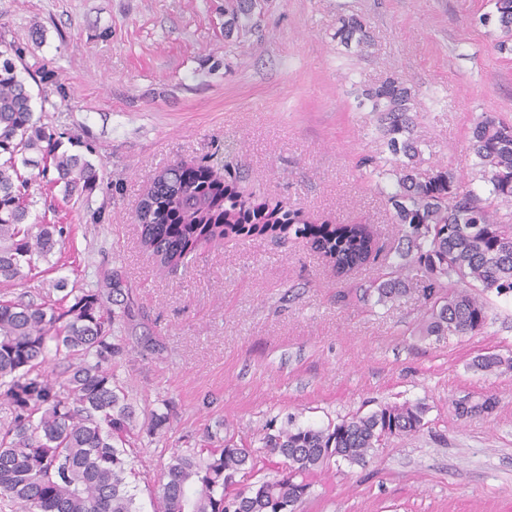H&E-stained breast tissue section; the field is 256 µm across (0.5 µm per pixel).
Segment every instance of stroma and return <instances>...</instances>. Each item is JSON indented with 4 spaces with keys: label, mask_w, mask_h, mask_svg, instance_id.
Here are the masks:
<instances>
[{
    "label": "stroma",
    "mask_w": 512,
    "mask_h": 512,
    "mask_svg": "<svg viewBox=\"0 0 512 512\" xmlns=\"http://www.w3.org/2000/svg\"><path fill=\"white\" fill-rule=\"evenodd\" d=\"M225 0H0V26L27 45L51 106L45 123L94 150L103 175L88 201L37 205L69 224L57 267L0 294L53 302V284L117 283L133 314L129 352L112 369L137 420L126 448L140 512L176 448L208 434L258 448L285 425L325 428L384 404L424 403V429L384 440L363 465L310 475L297 512H512V372L473 359L512 358V296L492 297L484 329L418 336L426 281L379 303L357 290L383 276L401 236L359 161L389 152L365 86L395 74L417 93L429 163L483 191L468 149L482 114L512 123V55L482 25L489 0H261L258 26L224 35ZM366 22L364 53L333 41L343 15ZM223 173L314 223L366 224L380 247L366 269L337 275L308 239L271 235L204 245L176 271L140 242L133 211L176 162ZM494 409L459 415L458 402ZM173 402L162 434L147 416Z\"/></svg>",
    "instance_id": "obj_1"
}]
</instances>
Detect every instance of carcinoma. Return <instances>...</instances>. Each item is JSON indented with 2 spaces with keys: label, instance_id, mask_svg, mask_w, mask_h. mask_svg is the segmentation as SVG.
Instances as JSON below:
<instances>
[{
  "label": "carcinoma",
  "instance_id": "carcinoma-1",
  "mask_svg": "<svg viewBox=\"0 0 512 512\" xmlns=\"http://www.w3.org/2000/svg\"><path fill=\"white\" fill-rule=\"evenodd\" d=\"M257 0H235L228 8L225 34L251 23ZM500 31L495 48L512 54V0H493L483 17ZM333 38L361 52L371 35L356 15L336 22ZM28 47L0 30V283L14 285L35 277L49 261L62 224H31L38 200L36 168L66 200L89 196L102 165L83 153L60 150L53 128L34 115L32 95L22 73H30ZM392 158L382 171L394 191L387 194L392 220L406 228V245L386 279L373 281L377 302L409 292L405 271L424 270L428 306L419 334L468 336L486 325L489 294H512V217L500 206L512 204V124L485 114L475 124L468 148L477 159L482 197L446 167L425 165L413 112L417 94L400 78L388 76L362 91ZM135 220L142 245L160 267L174 270L214 238L264 235L310 237L312 247L337 273L346 274L376 259L374 235L366 224H309L300 213L245 196L202 169L184 176V164L160 171L138 202ZM108 306L99 293L66 291L59 304L0 297V397L10 417L0 421V497L22 512H139L127 481L132 472L124 445L135 409L112 372V360L128 352L114 335L117 321L129 317ZM68 361V377L53 382L43 366L50 356ZM473 367L483 372L512 371V358L488 353ZM422 403L387 404L355 414L332 427H286L268 434L263 448L285 460L277 477L238 487L237 477L257 464V450L224 438V445L175 451L165 480L155 491L157 512H296L307 493L308 477L331 461L362 465L381 442L424 429Z\"/></svg>",
  "mask_w": 512,
  "mask_h": 512
}]
</instances>
